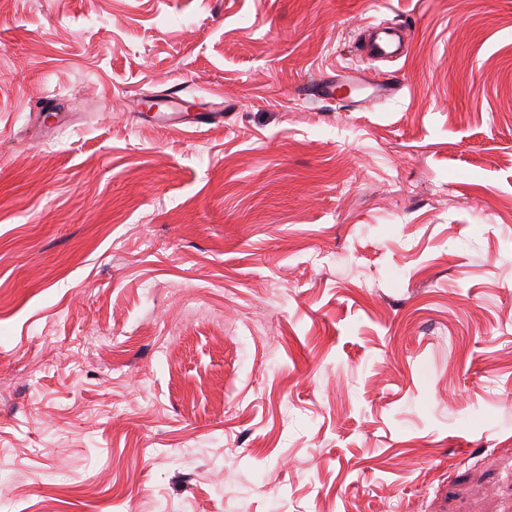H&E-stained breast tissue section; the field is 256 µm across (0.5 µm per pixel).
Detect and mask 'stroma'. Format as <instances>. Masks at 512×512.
<instances>
[{"instance_id": "obj_1", "label": "stroma", "mask_w": 512, "mask_h": 512, "mask_svg": "<svg viewBox=\"0 0 512 512\" xmlns=\"http://www.w3.org/2000/svg\"><path fill=\"white\" fill-rule=\"evenodd\" d=\"M0 512H512V0H0ZM374 37L367 44L370 55L385 58L397 56L400 51V37L396 26L386 24L373 25ZM401 85L395 82L377 83L374 81H364L355 73H344L334 75H325L316 78L310 85L311 94L323 100H337L340 98L350 99L352 93L366 91V96L357 101L351 100L353 103L366 106L379 100L392 98L399 93ZM349 90V94L345 92Z\"/></svg>"}]
</instances>
